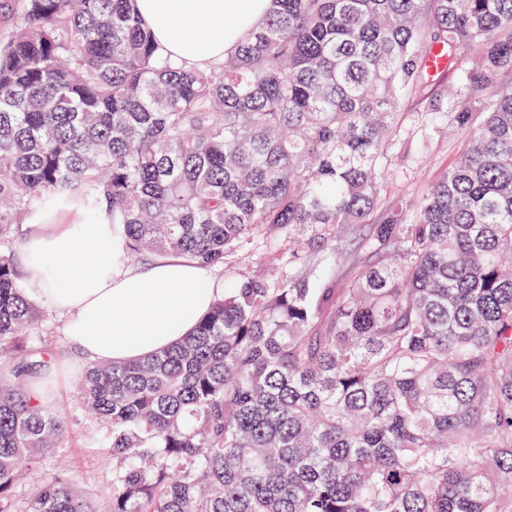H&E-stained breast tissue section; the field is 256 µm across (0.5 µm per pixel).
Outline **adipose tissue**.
I'll return each instance as SVG.
<instances>
[{
	"mask_svg": "<svg viewBox=\"0 0 512 512\" xmlns=\"http://www.w3.org/2000/svg\"><path fill=\"white\" fill-rule=\"evenodd\" d=\"M269 0H136L142 20L178 62L223 60L266 15ZM22 245L30 299L49 304L88 360L134 361L187 336L222 290L194 261L166 257L135 267L106 213L66 208L36 216Z\"/></svg>",
	"mask_w": 512,
	"mask_h": 512,
	"instance_id": "adipose-tissue-1",
	"label": "adipose tissue"
}]
</instances>
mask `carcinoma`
I'll list each match as a JSON object with an SVG mask.
<instances>
[{
  "label": "carcinoma",
  "instance_id": "carcinoma-1",
  "mask_svg": "<svg viewBox=\"0 0 512 512\" xmlns=\"http://www.w3.org/2000/svg\"><path fill=\"white\" fill-rule=\"evenodd\" d=\"M0 0V512H512V0H271L224 61L171 60L134 0ZM472 59L459 64L463 50ZM422 114L467 145L380 204ZM105 207L132 257L224 268L166 350L90 361L75 409L112 458L104 505L65 470L67 351L26 295L17 229ZM259 245L266 276L233 258ZM457 75L456 70L448 71L447 68L432 76L414 97L405 100L400 105L398 112H403V114L397 116L399 125H407L411 121L417 120L418 114L425 112L428 104L434 98L456 82Z\"/></svg>",
  "mask_w": 512,
  "mask_h": 512
}]
</instances>
